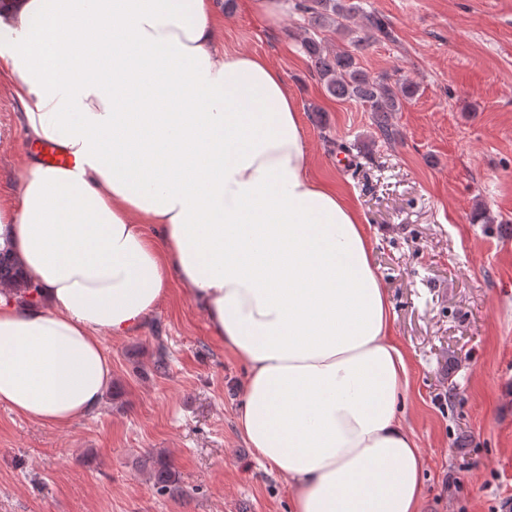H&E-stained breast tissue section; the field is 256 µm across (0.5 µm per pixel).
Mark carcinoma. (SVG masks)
<instances>
[{"label":"carcinoma","instance_id":"carcinoma-1","mask_svg":"<svg viewBox=\"0 0 512 512\" xmlns=\"http://www.w3.org/2000/svg\"><path fill=\"white\" fill-rule=\"evenodd\" d=\"M297 7L309 14V26L314 31L332 25L338 32L352 34L350 49L333 50L309 32L302 37L301 46L326 93L338 100H353L365 105L381 136L391 138L393 115L416 96L418 88L407 79L392 81L383 76L372 77L360 65L359 53L366 43L379 34L389 35L384 23L374 15H367L361 25L351 27L356 6L347 3V0H306ZM0 285L11 286L24 294L33 288L32 284L22 279L17 265L2 256ZM176 481L175 470L165 462L159 463L154 474V485L164 490Z\"/></svg>","mask_w":512,"mask_h":512}]
</instances>
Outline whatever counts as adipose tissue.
Listing matches in <instances>:
<instances>
[{
    "label": "adipose tissue",
    "instance_id": "adipose-tissue-1",
    "mask_svg": "<svg viewBox=\"0 0 512 512\" xmlns=\"http://www.w3.org/2000/svg\"><path fill=\"white\" fill-rule=\"evenodd\" d=\"M217 0H0V76L28 139L0 193V405L66 428L112 377L105 337L172 285L244 363L238 428L290 512H421L406 359L356 211L313 180L266 59L218 48ZM0 285L11 286L24 294L33 288L32 283L22 279L17 265L2 256H0Z\"/></svg>",
    "mask_w": 512,
    "mask_h": 512
}]
</instances>
